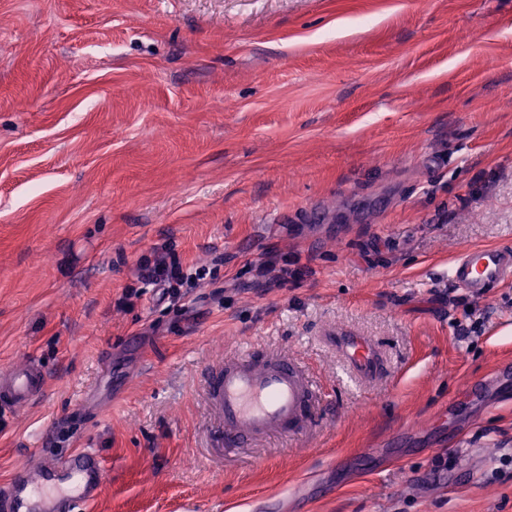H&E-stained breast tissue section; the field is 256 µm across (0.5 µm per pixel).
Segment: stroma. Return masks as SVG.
I'll return each mask as SVG.
<instances>
[{"label": "stroma", "mask_w": 512, "mask_h": 512, "mask_svg": "<svg viewBox=\"0 0 512 512\" xmlns=\"http://www.w3.org/2000/svg\"><path fill=\"white\" fill-rule=\"evenodd\" d=\"M512 0H0V482L93 448L88 512H512ZM201 270L179 300L159 257ZM371 339L363 379L327 336ZM296 356L313 424L214 448L205 369ZM452 283L473 298H484L492 288L512 282V246H470L453 259ZM47 389V374L36 357L0 368V415L40 403Z\"/></svg>", "instance_id": "obj_1"}]
</instances>
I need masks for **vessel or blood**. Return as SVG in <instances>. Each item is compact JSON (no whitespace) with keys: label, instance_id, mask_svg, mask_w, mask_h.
Returning <instances> with one entry per match:
<instances>
[{"label":"vessel or blood","instance_id":"b4317fda","mask_svg":"<svg viewBox=\"0 0 512 512\" xmlns=\"http://www.w3.org/2000/svg\"><path fill=\"white\" fill-rule=\"evenodd\" d=\"M452 283L474 298L487 297L492 288L512 282V246H470L453 259ZM334 341L348 369L356 375L375 374L382 357L370 340L345 331ZM207 399L217 417L215 445L233 448L271 434L297 435L312 424L320 390L293 358L245 350L208 371ZM47 374L38 358L0 368V415L40 403ZM104 467L98 452L81 448L60 459L36 457L19 477L0 483V504L7 512H75L93 501Z\"/></svg>","mask_w":512,"mask_h":512}]
</instances>
